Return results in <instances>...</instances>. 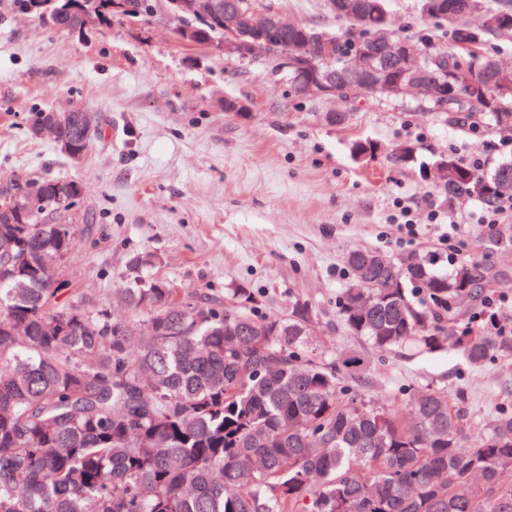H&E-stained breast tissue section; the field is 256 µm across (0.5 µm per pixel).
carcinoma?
Listing matches in <instances>:
<instances>
[{
    "mask_svg": "<svg viewBox=\"0 0 512 512\" xmlns=\"http://www.w3.org/2000/svg\"><path fill=\"white\" fill-rule=\"evenodd\" d=\"M19 8L55 29L80 31L76 16L95 23L154 12L153 0H17ZM345 18L365 36L302 25L264 50L271 71L285 70L300 90L288 53L340 71L390 26L387 0ZM420 0L427 20L451 26V45H411L431 80L448 81L450 95L427 101L441 120L475 133L512 131V95L497 93L502 70L482 52L487 38L512 35V8L477 0L503 16L499 27L473 28ZM266 11L260 0H224V12ZM197 42L219 45L223 31L183 13ZM386 79L401 77L399 59L383 58ZM378 143L356 141V161L374 157ZM418 146L397 143L391 162H414ZM445 198L486 206L512 201V160L478 172L453 155L433 163ZM17 194L0 199V512H512V408H503L480 442L460 443L467 393L426 388L408 398L409 412L347 385L367 373L358 353L327 361L313 343L318 318L296 300L274 319L257 313L247 288L232 290L234 307L207 293L186 300L144 275L156 258L128 260L130 277L112 299L131 311L125 323L54 279L45 258H70L76 224H59L76 198L60 199V184L37 182L43 204L22 215L32 180L6 177ZM497 251L512 250V224L491 233ZM387 267L355 278L336 306V323L371 348L453 350L471 368L497 355L512 360V333L496 328L495 312L470 315L462 302L481 295L477 267L443 269L433 249L394 258L373 248L347 251L353 274L366 261Z\"/></svg>",
    "mask_w": 512,
    "mask_h": 512,
    "instance_id": "obj_1",
    "label": "carcinoma"
}]
</instances>
